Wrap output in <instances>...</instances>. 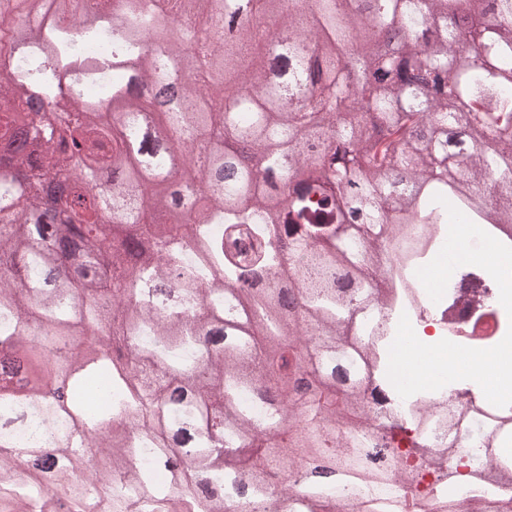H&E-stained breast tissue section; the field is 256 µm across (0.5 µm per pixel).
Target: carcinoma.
<instances>
[{"mask_svg":"<svg viewBox=\"0 0 512 512\" xmlns=\"http://www.w3.org/2000/svg\"><path fill=\"white\" fill-rule=\"evenodd\" d=\"M253 9L230 38L201 43L237 0H111L87 22L44 33L35 6L0 0V24L29 32L0 84V140L21 125L43 130L0 164V512H33L9 455L65 488V512L93 494L70 481L97 450L98 484L145 459L136 488L145 512L166 497L158 469L195 476L169 512H219L262 500L300 451L310 462L288 512H316L313 497L336 470L366 473L360 426L341 428L340 404L369 400L365 352L336 326L376 305L371 243L388 235L382 209L404 224H444L437 194L475 224H512V198L489 205L487 181L512 189V0H279ZM183 25L167 52L135 34L166 17ZM402 33L386 58L375 33ZM286 85L268 80L284 43ZM189 70L186 110L158 108L149 90ZM84 84H63L64 74ZM51 106L59 134L22 106ZM180 142H205L192 174L167 185L169 153L134 144L149 125ZM249 152L224 153V136ZM70 181V224H50L27 181ZM112 203L111 261L64 268L89 225ZM297 302L284 318L277 302ZM108 377L107 405L87 392Z\"/></svg>","mask_w":512,"mask_h":512,"instance_id":"cac0c4a2","label":"carcinoma"}]
</instances>
